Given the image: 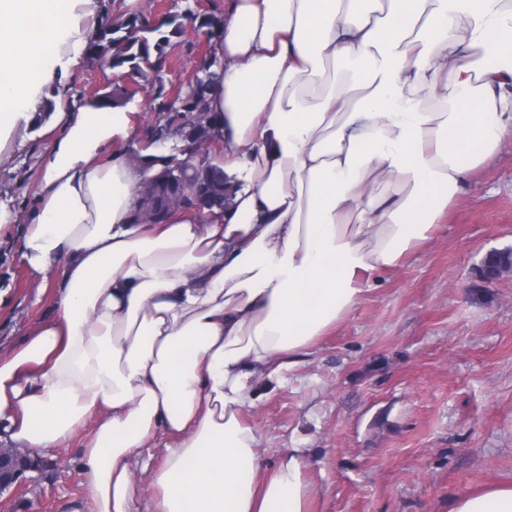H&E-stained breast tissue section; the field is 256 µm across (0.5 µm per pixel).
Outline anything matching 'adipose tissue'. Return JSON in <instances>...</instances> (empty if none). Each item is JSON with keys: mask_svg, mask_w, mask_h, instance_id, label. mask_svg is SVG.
Wrapping results in <instances>:
<instances>
[{"mask_svg": "<svg viewBox=\"0 0 512 512\" xmlns=\"http://www.w3.org/2000/svg\"><path fill=\"white\" fill-rule=\"evenodd\" d=\"M233 0L209 112L234 207L134 219L132 112L58 103L22 258L57 315L0 359V441L66 447L90 418V512H134L163 433L156 512H309L301 449L265 474L242 418L427 241L512 136V0ZM97 0H0V132L79 64ZM338 77L311 92L318 67ZM165 439L166 437L158 433V435L148 443L147 447L142 449L141 459L144 461V464L138 466L133 471L132 481L140 495L137 501V508L140 512L149 511V509L152 508V484L155 473L163 461L164 448H162V444Z\"/></svg>", "mask_w": 512, "mask_h": 512, "instance_id": "obj_1", "label": "adipose tissue"}]
</instances>
